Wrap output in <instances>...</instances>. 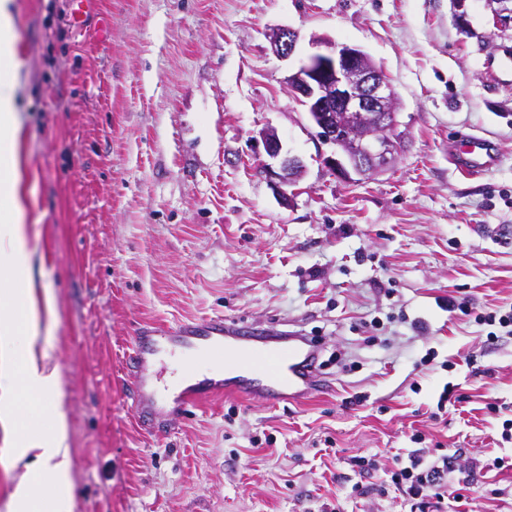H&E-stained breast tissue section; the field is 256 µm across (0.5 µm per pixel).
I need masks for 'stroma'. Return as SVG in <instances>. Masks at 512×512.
<instances>
[{"label": "stroma", "instance_id": "35a3bbf8", "mask_svg": "<svg viewBox=\"0 0 512 512\" xmlns=\"http://www.w3.org/2000/svg\"><path fill=\"white\" fill-rule=\"evenodd\" d=\"M465 11L466 33L452 0H95L78 30L68 0H14L24 218L57 312L72 512H409L375 488L419 447L473 473V512H512V335L474 320L512 309V58L483 0ZM280 26L300 33L286 59L267 39ZM322 36L362 47L398 94L407 139L384 172L328 170L332 146L288 92ZM268 127L305 166L287 207L262 172ZM473 137L498 161L465 177L448 150ZM215 316L310 336L329 388L206 399L150 433L129 398L138 329ZM46 408L0 425V512L24 472L9 447L45 432ZM370 454L379 469L355 474L349 457Z\"/></svg>", "mask_w": 512, "mask_h": 512}]
</instances>
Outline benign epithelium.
<instances>
[{
	"mask_svg": "<svg viewBox=\"0 0 512 512\" xmlns=\"http://www.w3.org/2000/svg\"><path fill=\"white\" fill-rule=\"evenodd\" d=\"M494 26L501 32L512 30V0H485ZM298 32L279 27L268 34L276 55L291 56ZM326 51L312 55L297 71L285 78L292 96L307 108L317 136L334 147L324 158L325 166L343 177L349 171L359 175L388 169L403 149L405 132L398 120V96L389 77L367 62L366 52L357 45L318 38ZM267 154L276 158L281 152L277 132H260ZM263 170L281 204L290 199L288 187L304 172L296 157L283 158L278 167L263 165Z\"/></svg>",
	"mask_w": 512,
	"mask_h": 512,
	"instance_id": "1",
	"label": "benign epithelium"
}]
</instances>
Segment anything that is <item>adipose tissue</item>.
<instances>
[{"mask_svg":"<svg viewBox=\"0 0 512 512\" xmlns=\"http://www.w3.org/2000/svg\"><path fill=\"white\" fill-rule=\"evenodd\" d=\"M21 70L13 2L0 0V423L18 425L26 397L50 400L49 437L11 450L25 468L12 495L13 512H70L68 418L57 370L46 362L52 325L37 307L33 258L20 218Z\"/></svg>","mask_w":512,"mask_h":512,"instance_id":"obj_1","label":"adipose tissue"}]
</instances>
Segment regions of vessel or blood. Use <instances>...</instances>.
I'll use <instances>...</instances> for the list:
<instances>
[{"mask_svg":"<svg viewBox=\"0 0 512 512\" xmlns=\"http://www.w3.org/2000/svg\"><path fill=\"white\" fill-rule=\"evenodd\" d=\"M450 161L458 173L472 176L492 167L495 152L486 140L475 138L464 147L453 148ZM157 343L184 350L193 373L210 368L213 356H223L226 361L221 374L189 384L173 395L170 415L174 418L203 399L227 391L266 404L296 403L328 384L315 367L317 347L308 337L229 325L216 316L168 328L152 327L136 336L128 369L134 377L131 399L141 411L159 400L156 388L144 378L151 347Z\"/></svg>","mask_w":512,"mask_h":512,"instance_id":"1","label":"vessel or blood"}]
</instances>
